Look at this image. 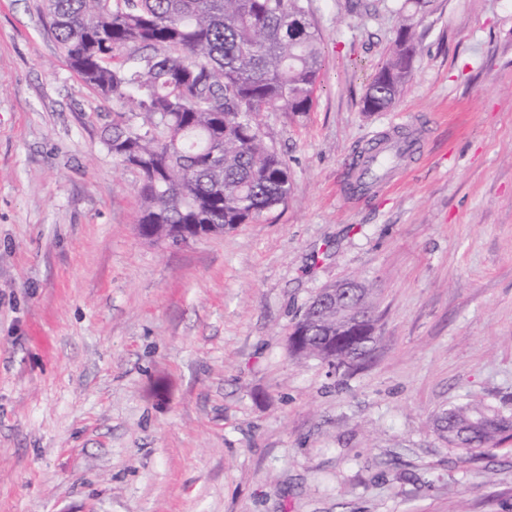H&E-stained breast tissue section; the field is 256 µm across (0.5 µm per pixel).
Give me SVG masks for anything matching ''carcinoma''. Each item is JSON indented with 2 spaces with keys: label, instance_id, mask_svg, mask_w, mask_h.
Here are the masks:
<instances>
[{
  "label": "carcinoma",
  "instance_id": "cac0c4a2",
  "mask_svg": "<svg viewBox=\"0 0 512 512\" xmlns=\"http://www.w3.org/2000/svg\"><path fill=\"white\" fill-rule=\"evenodd\" d=\"M432 0H399L393 47L362 96V111L388 109L420 43L415 29ZM50 28L67 65L121 105L104 143L114 160L139 166L138 234L165 224L170 243L219 235L288 201V166L267 142L266 112L310 110L323 66L305 0H47ZM348 304L368 308V288L348 281ZM325 316L308 355L342 366L363 344L331 348L340 334ZM511 417L482 405L447 410L439 430L472 456L512 436Z\"/></svg>",
  "mask_w": 512,
  "mask_h": 512
}]
</instances>
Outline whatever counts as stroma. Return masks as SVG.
Listing matches in <instances>:
<instances>
[{"label":"stroma","instance_id":"stroma-1","mask_svg":"<svg viewBox=\"0 0 512 512\" xmlns=\"http://www.w3.org/2000/svg\"><path fill=\"white\" fill-rule=\"evenodd\" d=\"M309 112L262 123L285 205L186 246L136 230L112 100L65 63L45 0H0V512H512V439L468 460L436 429L512 416V0H434L393 106L361 109L393 0H309ZM423 149L360 203L368 142ZM358 363L292 355L345 280ZM343 288H345V286L340 285L338 287L335 286L323 289L314 298L312 302L313 309L317 311L319 315L339 310L345 304V299L342 295Z\"/></svg>","mask_w":512,"mask_h":512}]
</instances>
